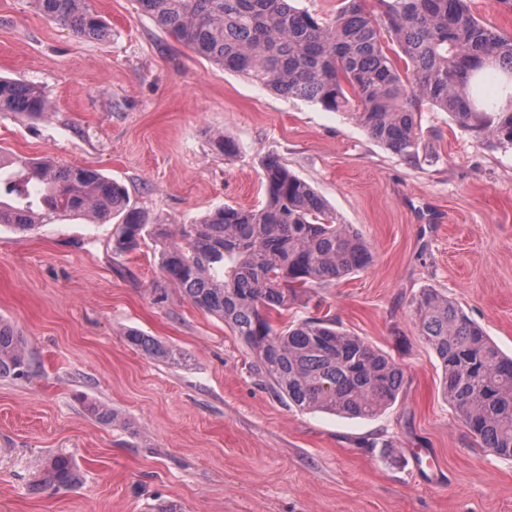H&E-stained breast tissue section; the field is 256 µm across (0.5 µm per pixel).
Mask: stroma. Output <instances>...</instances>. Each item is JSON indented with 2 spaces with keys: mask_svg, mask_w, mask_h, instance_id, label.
<instances>
[{
  "mask_svg": "<svg viewBox=\"0 0 512 512\" xmlns=\"http://www.w3.org/2000/svg\"><path fill=\"white\" fill-rule=\"evenodd\" d=\"M112 35L62 29L0 0V75L40 87V120L0 115V147L91 167L125 185L146 223L178 227L266 202L276 158L368 242L370 264L293 304L278 325L328 313L391 355L405 385L370 419L288 407L217 317L161 268L160 247L112 251L113 223L55 217L0 229V317L35 371L0 379V512H512V460L477 447L441 386L410 303L447 295L512 354V148L423 111L429 158L410 163L348 112L221 69L165 34L136 0H88ZM238 146L215 154V132ZM136 329L182 354L132 346ZM108 404L106 425L84 404ZM82 485L36 491L53 456Z\"/></svg>",
  "mask_w": 512,
  "mask_h": 512,
  "instance_id": "35a3bbf8",
  "label": "stroma"
}]
</instances>
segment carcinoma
Masks as SVG:
<instances>
[{
    "label": "carcinoma",
    "instance_id": "cac0c4a2",
    "mask_svg": "<svg viewBox=\"0 0 512 512\" xmlns=\"http://www.w3.org/2000/svg\"><path fill=\"white\" fill-rule=\"evenodd\" d=\"M73 34L103 40L105 21L87 0H30ZM297 0H137L166 34L200 57L276 93L350 111L372 139L409 162L425 149L423 108L448 113L463 129L512 147V35L470 11L469 0H343L327 19ZM396 44L395 55L385 51ZM509 93L495 111L488 87ZM45 93L0 77V114L39 118ZM494 120L480 122L485 112ZM267 201L226 205L174 232L148 224L129 206L127 188L91 167L56 166L0 149V227L30 232L51 217L93 213L116 221L113 248L132 252L141 240L161 244V268L197 308L224 321L255 356L256 372L274 394L300 410L373 418L404 385L401 367L324 314L286 327L274 324L307 290L366 267L368 243L339 222L325 199L272 158L263 165ZM418 336L437 356L442 389L455 416L480 447L512 459V357L448 296L422 290L412 301ZM144 353L168 361L177 352L129 330ZM34 372L24 336L0 319V378ZM89 415L119 424L112 408ZM81 482L72 460L55 456L39 484L54 491Z\"/></svg>",
    "mask_w": 512,
    "mask_h": 512
}]
</instances>
